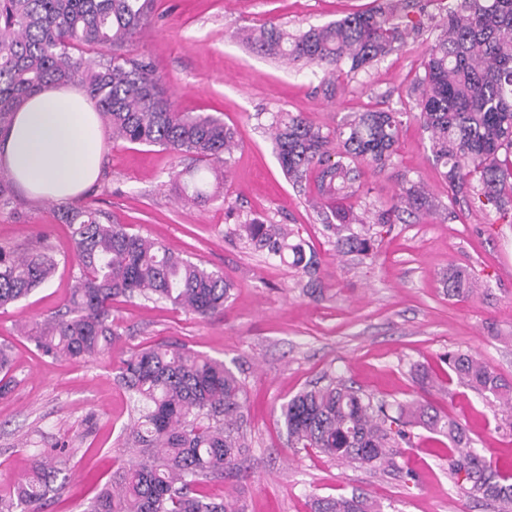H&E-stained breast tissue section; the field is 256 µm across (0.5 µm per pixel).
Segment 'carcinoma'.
Returning <instances> with one entry per match:
<instances>
[{
  "label": "carcinoma",
  "mask_w": 512,
  "mask_h": 512,
  "mask_svg": "<svg viewBox=\"0 0 512 512\" xmlns=\"http://www.w3.org/2000/svg\"><path fill=\"white\" fill-rule=\"evenodd\" d=\"M154 0H0V137L29 97L49 84H78L94 103L112 139L160 146L204 163L174 169L170 182L184 201L214 199L239 143L233 127L208 112H181L163 89L151 62L130 57L125 47L148 23ZM421 0H385V5L350 13L298 34L269 23L242 36L252 52L355 74L419 33ZM441 34L425 51L423 76L408 96L421 126L430 134L436 167L448 184V198H470L481 210L512 219V0H459L440 24ZM105 50L106 60L89 66L83 53ZM402 113L389 110L345 113L336 129L323 131L302 115H276L271 123L278 163L295 187L314 175L313 207L336 240V254L369 256L380 232L353 228L357 219L340 201L361 188L362 165L382 171L392 164ZM13 177L0 168V208L11 203ZM434 205L419 182L403 179L375 225L385 227L406 213ZM63 218L75 243V287L65 305L22 331L35 349L52 359L84 363L112 348V300L145 296L165 301L200 318L224 309L231 283L169 252L160 242L105 220L91 206L69 208ZM239 236L257 250L307 273L317 270L293 230L253 217L238 225ZM46 237L24 253L0 246V309L27 297L48 281L57 262ZM448 297L475 289L465 271L443 275ZM448 380L512 410V382L475 355L448 353ZM11 347L0 342V395L10 391ZM116 382L131 393L139 417L125 445L137 461L115 472L86 512H245L240 500L198 495L202 477H222L247 460L241 432L245 402L242 381L224 362L182 345L141 347L122 357ZM290 448H313L349 464L400 471L399 448L412 446V428L448 440V478L468 495L491 499L512 512V474L491 466L478 451L467 423L410 399L376 402L331 378L289 399L280 408ZM69 442L57 454H42L31 474L0 485V512H39L57 475L69 461ZM311 512H381L363 494L323 496Z\"/></svg>",
  "instance_id": "obj_1"
}]
</instances>
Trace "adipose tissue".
I'll use <instances>...</instances> for the list:
<instances>
[{
    "instance_id": "1",
    "label": "adipose tissue",
    "mask_w": 512,
    "mask_h": 512,
    "mask_svg": "<svg viewBox=\"0 0 512 512\" xmlns=\"http://www.w3.org/2000/svg\"><path fill=\"white\" fill-rule=\"evenodd\" d=\"M103 132L85 94L50 86L28 98L0 138V165L33 195L69 201L100 172Z\"/></svg>"
}]
</instances>
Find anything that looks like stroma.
<instances>
[{
	"mask_svg": "<svg viewBox=\"0 0 512 512\" xmlns=\"http://www.w3.org/2000/svg\"><path fill=\"white\" fill-rule=\"evenodd\" d=\"M381 0H156L149 25L128 44L147 57L184 112L221 115L240 147L224 188L204 206L184 202L169 182L174 167H189L158 146L103 139L99 179L77 198L101 209L130 232L233 285L223 311L208 319L141 298L112 304L120 334L112 352L78 365L40 355L17 332L21 322L63 309L74 281V242L59 205L14 185L0 209V246L24 251L39 237L58 260L53 277L0 311V341L13 347L14 389L0 396V484L30 472L38 454L74 442V457L53 483L42 512H85L118 468L130 461L124 437L133 403L113 369L132 349L161 341L187 345L224 361L246 384L243 430L250 444L246 470L203 481L204 494L238 497L245 512H311L316 496L363 493L382 512H497L494 502L460 494L448 478L443 437L417 429L404 449L407 469L384 472L346 465L312 449L291 448L279 420L281 404L327 377H339L374 399L420 398L467 422L473 446L487 460L512 464V416L498 403L449 382L444 357L462 349L512 381V224L469 201L449 202L427 133L409 117L407 92L422 76L421 60L437 24L455 0H428L420 34L370 67L348 77L258 56L237 32L273 22L292 32ZM404 113L392 165L364 168L350 204L366 222L386 208L402 178L420 182L436 209L408 217L384 232L369 256L337 257L334 237L294 187L273 153L268 125L277 112L303 115L323 129L346 112ZM258 216L290 225L320 261L316 275L254 250L234 233L240 218ZM459 269L479 290L467 298L442 291V273ZM433 379L420 385L414 369Z\"/></svg>",
	"mask_w": 512,
	"mask_h": 512,
	"instance_id": "stroma-1",
	"label": "stroma"
}]
</instances>
